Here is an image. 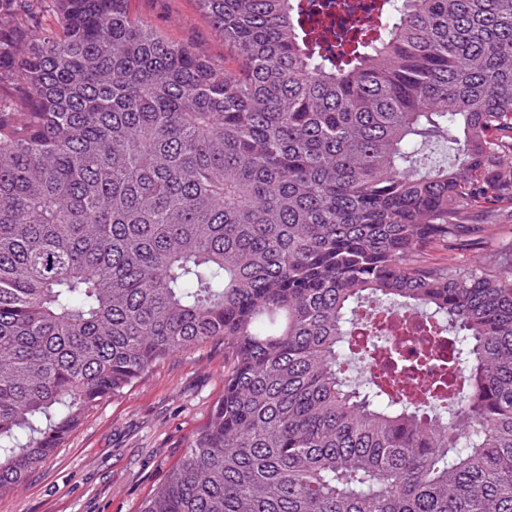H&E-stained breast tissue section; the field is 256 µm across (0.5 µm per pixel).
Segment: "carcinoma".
I'll return each mask as SVG.
<instances>
[{"instance_id": "1", "label": "carcinoma", "mask_w": 512, "mask_h": 512, "mask_svg": "<svg viewBox=\"0 0 512 512\" xmlns=\"http://www.w3.org/2000/svg\"><path fill=\"white\" fill-rule=\"evenodd\" d=\"M45 2L0 0V496L222 340L140 512H512V262L427 260L512 202V0H379L337 54L308 0H198L233 71L130 0ZM390 317L453 354L350 387Z\"/></svg>"}]
</instances>
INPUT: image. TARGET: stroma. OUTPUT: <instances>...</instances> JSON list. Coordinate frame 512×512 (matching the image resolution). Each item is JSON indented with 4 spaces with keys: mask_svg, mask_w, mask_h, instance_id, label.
I'll list each match as a JSON object with an SVG mask.
<instances>
[{
    "mask_svg": "<svg viewBox=\"0 0 512 512\" xmlns=\"http://www.w3.org/2000/svg\"><path fill=\"white\" fill-rule=\"evenodd\" d=\"M133 15L168 41L188 43L236 68L224 38L196 0H131ZM493 240L468 254L496 263L512 252V204H499ZM224 391V344L215 340L157 365L104 399L56 453L11 494L0 512H139L147 493L182 459Z\"/></svg>",
    "mask_w": 512,
    "mask_h": 512,
    "instance_id": "obj_1",
    "label": "stroma"
}]
</instances>
